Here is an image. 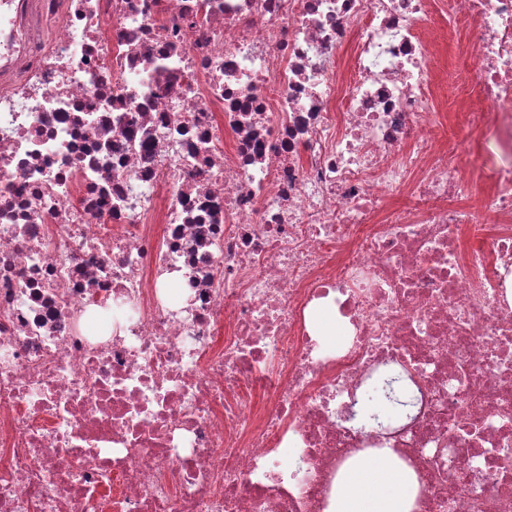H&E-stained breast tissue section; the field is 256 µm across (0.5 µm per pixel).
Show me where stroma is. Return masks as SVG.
Listing matches in <instances>:
<instances>
[{"label":"stroma","mask_w":512,"mask_h":512,"mask_svg":"<svg viewBox=\"0 0 512 512\" xmlns=\"http://www.w3.org/2000/svg\"><path fill=\"white\" fill-rule=\"evenodd\" d=\"M421 29L439 58L432 88L439 122L436 136L441 143L456 146L461 156L456 176L491 184L501 169L512 166V157L503 156L495 146L496 116L479 94L476 63L467 51L472 32L464 19L452 14L449 0H437ZM475 112L482 113L480 122H472Z\"/></svg>","instance_id":"1"}]
</instances>
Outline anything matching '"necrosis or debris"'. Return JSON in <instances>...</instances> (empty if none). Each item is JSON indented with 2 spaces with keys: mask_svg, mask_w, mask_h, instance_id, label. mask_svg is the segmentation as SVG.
<instances>
[{
  "mask_svg": "<svg viewBox=\"0 0 512 512\" xmlns=\"http://www.w3.org/2000/svg\"><path fill=\"white\" fill-rule=\"evenodd\" d=\"M451 2L512 152V0ZM431 8L0 0V512H328L374 448L512 512V168L455 205Z\"/></svg>",
  "mask_w": 512,
  "mask_h": 512,
  "instance_id": "necrosis-or-debris-1",
  "label": "necrosis or debris"
}]
</instances>
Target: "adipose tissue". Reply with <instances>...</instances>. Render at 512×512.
Wrapping results in <instances>:
<instances>
[{"label":"adipose tissue","instance_id":"adipose-tissue-1","mask_svg":"<svg viewBox=\"0 0 512 512\" xmlns=\"http://www.w3.org/2000/svg\"><path fill=\"white\" fill-rule=\"evenodd\" d=\"M418 491L415 472L379 448L339 470L329 512H414Z\"/></svg>","mask_w":512,"mask_h":512}]
</instances>
